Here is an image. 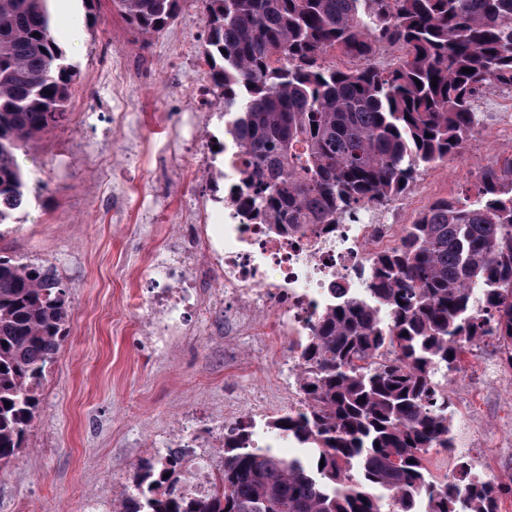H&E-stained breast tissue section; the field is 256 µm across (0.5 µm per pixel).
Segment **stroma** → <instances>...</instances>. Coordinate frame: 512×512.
Segmentation results:
<instances>
[{
	"mask_svg": "<svg viewBox=\"0 0 512 512\" xmlns=\"http://www.w3.org/2000/svg\"><path fill=\"white\" fill-rule=\"evenodd\" d=\"M52 33L79 72L65 121L32 143L29 207L0 227V254L52 268L68 289L69 334L38 389L22 448L0 469V512H113L140 459L188 446L205 456L191 485L224 458V427L263 424L297 395L298 337L269 355L260 336L224 333V280L197 234L224 209V102L198 70L208 26L183 0L164 32L143 38L96 0L78 28ZM206 87L202 98L194 87ZM479 95V136L421 171L406 204L424 209L468 195L479 170L512 158L500 106ZM180 314L167 296L193 277ZM459 463L512 484V367L493 339L463 355L445 385Z\"/></svg>",
	"mask_w": 512,
	"mask_h": 512,
	"instance_id": "35a3bbf8",
	"label": "stroma"
}]
</instances>
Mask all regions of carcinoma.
I'll return each mask as SVG.
<instances>
[{
  "label": "carcinoma",
  "mask_w": 512,
  "mask_h": 512,
  "mask_svg": "<svg viewBox=\"0 0 512 512\" xmlns=\"http://www.w3.org/2000/svg\"><path fill=\"white\" fill-rule=\"evenodd\" d=\"M47 2L0 0V226L27 207L20 155L65 118L78 76ZM180 2L112 6L154 36ZM200 2L242 166L232 204L278 233L329 232L386 206L462 149L478 95L512 87V0ZM384 43L406 54L379 68ZM336 53L367 65L324 64ZM365 293L322 311L299 344L298 406L262 439L251 422L224 437L211 492L182 490L186 461L158 454L139 461L116 512H498L500 484L465 462L436 481L425 455L453 452L443 381L463 354L490 337L512 366V160L482 170L474 195L426 206L400 246L370 258ZM69 314L51 269L0 255V468L38 414ZM387 348L393 360L360 365ZM280 442L302 454L281 455Z\"/></svg>",
  "instance_id": "obj_1"
}]
</instances>
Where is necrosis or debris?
<instances>
[{"instance_id":"4bbe7bcc","label":"necrosis or debris","mask_w":512,"mask_h":512,"mask_svg":"<svg viewBox=\"0 0 512 512\" xmlns=\"http://www.w3.org/2000/svg\"><path fill=\"white\" fill-rule=\"evenodd\" d=\"M404 224L376 216L340 224L335 232L276 235L264 224H242L231 214L205 225L204 245L224 269V333H249L256 314L277 311L265 333L305 336L327 307L364 290L370 257L398 246Z\"/></svg>"}]
</instances>
